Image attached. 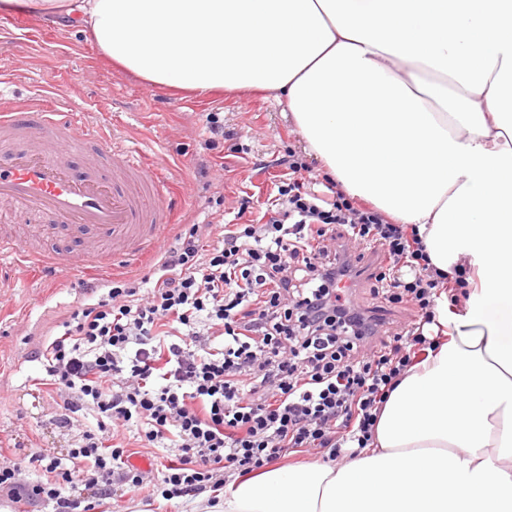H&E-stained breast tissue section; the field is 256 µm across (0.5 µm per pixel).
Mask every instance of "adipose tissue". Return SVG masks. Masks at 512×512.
I'll return each instance as SVG.
<instances>
[{
  "mask_svg": "<svg viewBox=\"0 0 512 512\" xmlns=\"http://www.w3.org/2000/svg\"><path fill=\"white\" fill-rule=\"evenodd\" d=\"M77 17L153 84L285 97L349 196L477 282L350 461L269 467L202 512H512V0H0Z\"/></svg>",
  "mask_w": 512,
  "mask_h": 512,
  "instance_id": "ef3b65f1",
  "label": "adipose tissue"
}]
</instances>
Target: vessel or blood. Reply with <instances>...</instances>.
<instances>
[{
  "label": "vessel or blood",
  "instance_id": "obj_1",
  "mask_svg": "<svg viewBox=\"0 0 512 512\" xmlns=\"http://www.w3.org/2000/svg\"><path fill=\"white\" fill-rule=\"evenodd\" d=\"M0 202L45 218L80 241L67 252L33 247L0 232V259L42 270L104 268L135 261L167 232L172 207L154 172L105 136L75 133L74 116L41 98L0 109Z\"/></svg>",
  "mask_w": 512,
  "mask_h": 512
}]
</instances>
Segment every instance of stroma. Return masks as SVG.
<instances>
[{"label":"stroma","instance_id":"obj_1","mask_svg":"<svg viewBox=\"0 0 512 512\" xmlns=\"http://www.w3.org/2000/svg\"><path fill=\"white\" fill-rule=\"evenodd\" d=\"M12 40L0 46V91L78 112L93 129L147 158L165 157V190L180 219L203 222L215 210L233 211L243 194L264 210L282 167L276 158L303 149L286 104L262 93L216 90L199 93L155 86L107 61L79 25L60 26L36 13L0 15ZM218 112L248 148L235 157L228 142L213 137L208 113ZM88 272L63 270L57 277L16 275L0 292V445L46 449L60 455L68 440L50 424L51 397L37 390L34 353L70 313L89 300ZM352 302L383 315L379 335L405 330L412 311L388 303L371 286L353 290Z\"/></svg>","mask_w":512,"mask_h":512}]
</instances>
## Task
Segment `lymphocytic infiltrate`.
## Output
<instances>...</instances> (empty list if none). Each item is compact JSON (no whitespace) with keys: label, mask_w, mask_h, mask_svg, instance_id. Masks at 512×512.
Segmentation results:
<instances>
[{"label":"lymphocytic infiltrate","mask_w":512,"mask_h":512,"mask_svg":"<svg viewBox=\"0 0 512 512\" xmlns=\"http://www.w3.org/2000/svg\"><path fill=\"white\" fill-rule=\"evenodd\" d=\"M286 164L266 209L243 197L216 244L179 224L154 278L85 283L90 302L38 354L70 448L0 461V492L46 512H97L146 485L188 502L303 448L334 458L370 447L389 393L435 345L424 329L437 299L466 281L431 265L413 225L312 189L302 152ZM352 241L384 256L374 292L416 314L391 348L371 349L378 320L338 286ZM132 441L168 458L161 476L130 465ZM30 464L42 475L26 482Z\"/></svg>","instance_id":"obj_1"}]
</instances>
